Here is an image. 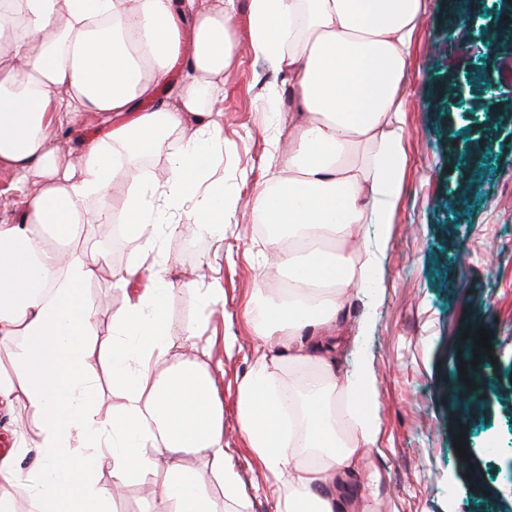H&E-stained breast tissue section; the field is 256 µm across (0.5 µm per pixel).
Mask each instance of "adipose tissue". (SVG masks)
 Here are the masks:
<instances>
[{
	"instance_id": "1",
	"label": "adipose tissue",
	"mask_w": 512,
	"mask_h": 512,
	"mask_svg": "<svg viewBox=\"0 0 512 512\" xmlns=\"http://www.w3.org/2000/svg\"><path fill=\"white\" fill-rule=\"evenodd\" d=\"M240 42L234 0H0V164L17 176L24 209L0 224V338L21 337V374L0 372V405L22 402L36 428H19L34 456L29 479L0 457V512H15L26 483L32 512H111L125 482L167 474L153 512H249L251 500L224 446V405L201 361L178 354L165 309L175 287L148 262L179 234L192 205L198 234L215 236L237 202L225 196L221 137L212 121L224 76L240 50L287 69L295 119L266 128L287 136L257 190L266 248L249 252L280 287L258 284L244 318L255 358L237 390L240 427L275 481L274 512H342L337 478L361 473L363 446L379 432L370 372L339 379L334 342L343 300L376 287L406 166L401 82L424 0H250ZM179 91L157 100L177 62ZM97 113L111 129L62 165L53 118ZM168 152L164 183L146 177L141 150ZM106 198L108 209L88 213ZM131 224L141 251L113 268L125 293L109 350L123 385L120 411L91 410L86 364L95 306L84 294L97 273L74 247L84 224ZM379 227L376 245L360 238ZM80 450H73L72 441ZM203 459L181 469L182 456ZM112 469V486L90 474ZM221 497L209 494L210 477Z\"/></svg>"
}]
</instances>
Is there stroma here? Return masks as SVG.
<instances>
[{
	"label": "stroma",
	"mask_w": 512,
	"mask_h": 512,
	"mask_svg": "<svg viewBox=\"0 0 512 512\" xmlns=\"http://www.w3.org/2000/svg\"><path fill=\"white\" fill-rule=\"evenodd\" d=\"M418 31L402 81V118L407 166L402 202L394 217L381 266L379 300L353 297L338 315L336 334L341 376L372 367L377 378L381 430L366 456L379 481L369 512H512V139L489 136L464 209L452 200L458 190L450 154L473 139V116L490 95L487 85L449 94L458 36L479 45L467 66L488 70L485 46L495 45L498 62L512 60V45L498 43L490 29L464 33L443 22L444 0H425ZM289 91L287 70L242 52L224 81V99L213 119L224 140V192L238 201L220 237L197 236L189 214H182L180 235L162 240L155 256L171 280L195 278L198 291H174L167 303L170 338L182 343L185 329L205 347L224 404V446L238 469L252 512H271L274 481L253 459L239 425L236 397L248 373L254 340L244 324V304L259 282V271L244 251L256 245L259 226L253 213L256 187L267 176L274 147L258 103L268 85ZM108 129L100 116L55 118V142L62 162ZM85 246L100 267L86 287L98 306L95 341H112V314L124 296L112 285L113 268L127 263L139 246L125 236L120 252L96 224L85 228ZM224 289V303L205 305L200 289ZM371 326L359 328L363 316ZM489 333L491 350L478 354L480 376L471 391L476 411L464 414L452 400L461 382L457 342L465 334ZM88 372L97 393L99 414L118 411L122 392L114 384L100 351H92ZM474 464L473 475L458 465L457 446ZM164 472L128 480L111 503L112 512H147Z\"/></svg>",
	"instance_id": "stroma-1"
}]
</instances>
